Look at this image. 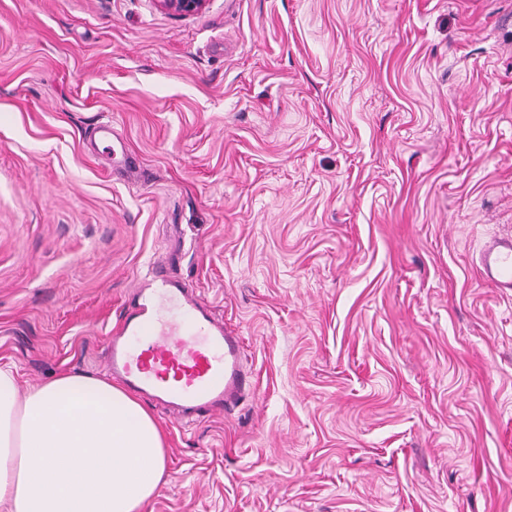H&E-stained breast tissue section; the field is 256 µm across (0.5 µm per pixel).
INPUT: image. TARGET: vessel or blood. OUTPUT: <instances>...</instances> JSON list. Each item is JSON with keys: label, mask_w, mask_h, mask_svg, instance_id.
<instances>
[{"label": "vessel or blood", "mask_w": 512, "mask_h": 512, "mask_svg": "<svg viewBox=\"0 0 512 512\" xmlns=\"http://www.w3.org/2000/svg\"><path fill=\"white\" fill-rule=\"evenodd\" d=\"M479 265L486 281L512 292V237L491 240ZM135 292L138 305L112 339L113 375L182 417L235 405L249 387L240 336L170 279H144Z\"/></svg>", "instance_id": "1"}]
</instances>
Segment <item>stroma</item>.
Wrapping results in <instances>:
<instances>
[{
  "mask_svg": "<svg viewBox=\"0 0 512 512\" xmlns=\"http://www.w3.org/2000/svg\"><path fill=\"white\" fill-rule=\"evenodd\" d=\"M512 0H0V364L107 374L152 268L253 394L146 512H512ZM108 121L120 152L92 151ZM157 5L177 16H191L200 12L207 0H155ZM483 278L500 291L512 292V237L495 238L479 258Z\"/></svg>",
  "mask_w": 512,
  "mask_h": 512,
  "instance_id": "35a3bbf8",
  "label": "stroma"
}]
</instances>
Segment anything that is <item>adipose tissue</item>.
Segmentation results:
<instances>
[{"label": "adipose tissue", "mask_w": 512, "mask_h": 512, "mask_svg": "<svg viewBox=\"0 0 512 512\" xmlns=\"http://www.w3.org/2000/svg\"><path fill=\"white\" fill-rule=\"evenodd\" d=\"M165 436L127 390L62 372L20 389L0 366V512H144Z\"/></svg>", "instance_id": "ef3b65f1"}]
</instances>
